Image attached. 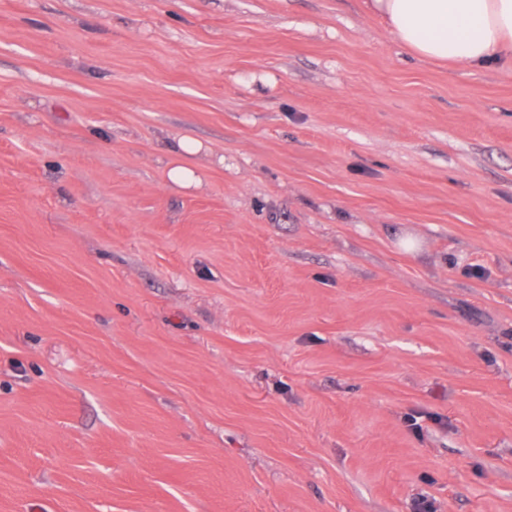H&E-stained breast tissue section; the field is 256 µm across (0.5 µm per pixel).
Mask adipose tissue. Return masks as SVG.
<instances>
[{"label":"adipose tissue","mask_w":512,"mask_h":512,"mask_svg":"<svg viewBox=\"0 0 512 512\" xmlns=\"http://www.w3.org/2000/svg\"><path fill=\"white\" fill-rule=\"evenodd\" d=\"M366 6L424 58L472 69L512 61V0H367ZM202 149L190 135L173 136L165 148L167 180L181 188L198 186L202 178L189 159Z\"/></svg>","instance_id":"obj_1"}]
</instances>
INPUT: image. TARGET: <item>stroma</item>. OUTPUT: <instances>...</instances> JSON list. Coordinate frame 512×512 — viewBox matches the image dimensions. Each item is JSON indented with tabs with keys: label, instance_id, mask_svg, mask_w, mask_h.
<instances>
[{
	"label": "stroma",
	"instance_id": "obj_1",
	"mask_svg": "<svg viewBox=\"0 0 512 512\" xmlns=\"http://www.w3.org/2000/svg\"><path fill=\"white\" fill-rule=\"evenodd\" d=\"M424 499L512 512V63L364 0H0V512ZM203 150V144L194 137L182 134L172 136L165 148L167 162L163 168L167 180L180 188L198 186L202 178L196 168L186 159L198 155Z\"/></svg>",
	"mask_w": 512,
	"mask_h": 512
}]
</instances>
